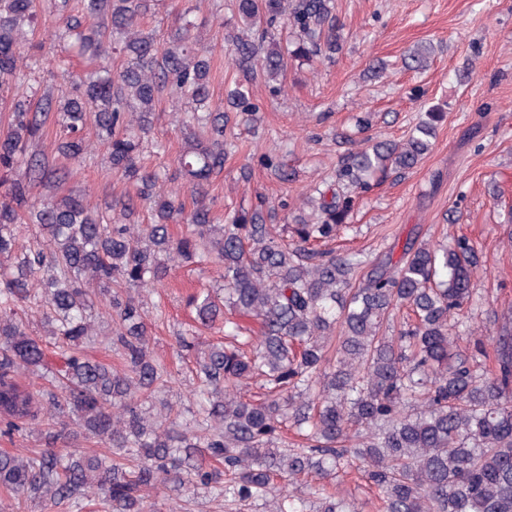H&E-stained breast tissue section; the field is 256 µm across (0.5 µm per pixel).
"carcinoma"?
<instances>
[{"instance_id":"cac0c4a2","label":"carcinoma","mask_w":512,"mask_h":512,"mask_svg":"<svg viewBox=\"0 0 512 512\" xmlns=\"http://www.w3.org/2000/svg\"><path fill=\"white\" fill-rule=\"evenodd\" d=\"M152 0H54L60 37H76L94 70L61 97L48 90L34 110L15 102L0 129V434L32 424L44 448L34 456L0 452V490L14 499L76 506L97 497L98 512H167L163 489H203L224 508L260 503L264 512H361L334 492L355 468L377 490L380 512H512V327L492 338L487 371L483 341L463 350L477 305L470 282L482 256L466 237L389 249L369 265L354 251L320 245L338 237L360 195L390 173L415 169L436 136L438 109L402 141L380 140L350 152L331 180L314 188L311 215L292 216L291 239L259 204L214 223L205 203L224 170V109L209 101L212 58L196 49L191 9L168 39L141 28ZM246 33L228 42L238 72L228 96L237 112L256 109L250 84L259 73L282 91L288 61L310 63L340 49L333 0H233ZM37 0H0V92L35 80L22 63L34 33ZM285 28L282 50L274 30ZM181 99L197 130L186 136L174 179H184L194 207L186 231L168 223L185 206L162 190L141 161L151 115L164 95ZM65 163L30 153L50 116ZM93 127L112 172L130 191L91 206L80 195L55 199L34 190L73 174ZM149 204L153 221L132 223ZM38 224L46 247L17 238L23 217ZM213 264L214 284L190 296L201 325H224L230 340L212 344L191 370L201 401L190 417L159 401L172 371L154 358L142 303L133 288L163 284L178 264ZM112 312L109 343L124 370L75 351L94 331L91 310ZM41 314L64 366L53 370L45 345L21 312ZM409 322L390 331L394 311ZM257 326L251 336L239 324ZM260 383L261 392L242 391ZM304 440L292 448L280 432ZM96 439L104 454L57 448ZM205 447L221 467L193 461Z\"/></svg>"}]
</instances>
